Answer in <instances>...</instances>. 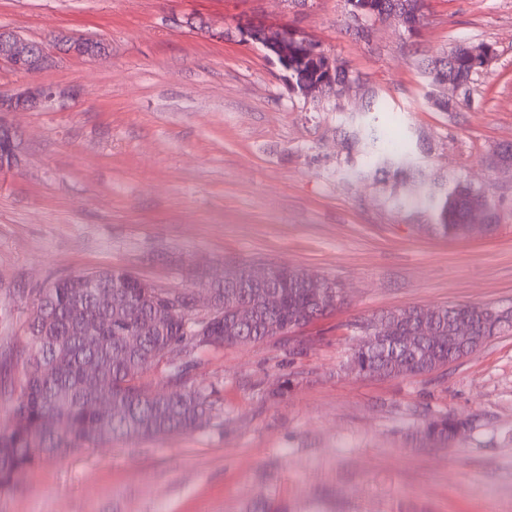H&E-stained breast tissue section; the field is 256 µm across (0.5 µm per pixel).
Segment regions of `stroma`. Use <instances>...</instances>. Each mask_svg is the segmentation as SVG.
Segmentation results:
<instances>
[{"label":"stroma","mask_w":512,"mask_h":512,"mask_svg":"<svg viewBox=\"0 0 512 512\" xmlns=\"http://www.w3.org/2000/svg\"><path fill=\"white\" fill-rule=\"evenodd\" d=\"M205 21L222 38L189 28ZM0 25L54 49L103 40L108 61L54 57L62 93L21 112V167L0 172V348L22 344L57 277L121 267L192 289L194 314L228 261L299 268L341 287L343 307L258 342L175 352L216 408L194 432L109 441L17 472L0 512H512V330L432 372L347 368L356 319L410 306L512 310V0H428L418 38L389 20L371 40L345 0H0ZM287 25L319 41L376 95L341 105L289 93L273 56L239 30ZM494 48L466 105L426 96L423 56ZM399 140L428 188L456 179L498 208L495 230L424 232L410 185L363 173L346 133ZM448 416L445 447L420 428Z\"/></svg>","instance_id":"35a3bbf8"}]
</instances>
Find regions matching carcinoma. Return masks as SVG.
<instances>
[{
  "label": "carcinoma",
  "mask_w": 512,
  "mask_h": 512,
  "mask_svg": "<svg viewBox=\"0 0 512 512\" xmlns=\"http://www.w3.org/2000/svg\"><path fill=\"white\" fill-rule=\"evenodd\" d=\"M454 76L468 84L478 74L458 49L440 54ZM366 165L386 181L405 179L411 166L377 147L363 144ZM482 194L457 180L443 194L427 192L422 202L438 216L428 229L442 237L468 232L470 204ZM247 263H228L224 280L210 288L214 314L197 319L185 307L175 319L168 297L187 300L190 291L147 288L125 269H104L57 278L34 304L21 348L0 351V372L26 367L20 393L11 406V423L0 432V491L11 488L14 474L44 458H62L106 440H138L192 432L212 414V394L186 385V368L171 364L175 394L150 390L141 376L165 352L179 347H222L291 333L335 311L344 301L336 283L323 276L308 281L298 270L270 267L264 284L248 277ZM463 322L479 342L464 348L448 338V325ZM427 337L414 338L421 324ZM360 337L349 357L359 375L400 377L443 367L512 328V315L491 307L465 304L408 307L350 324ZM96 364L101 389L112 395V408L100 409L85 380ZM456 426L446 418L425 424L423 432L445 443Z\"/></svg>",
  "instance_id": "1"
}]
</instances>
